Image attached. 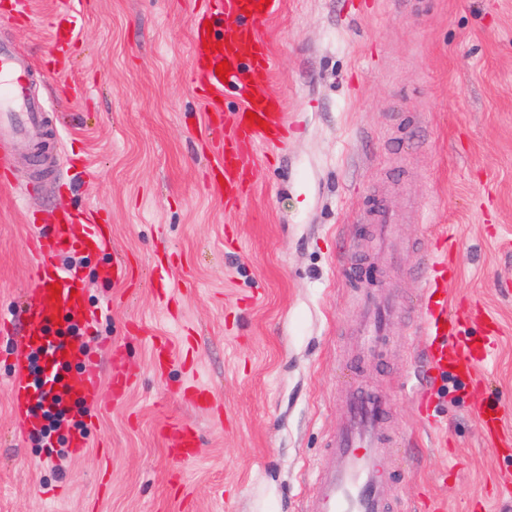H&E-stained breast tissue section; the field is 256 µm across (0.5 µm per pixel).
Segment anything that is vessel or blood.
<instances>
[{
	"label": "vessel or blood",
	"instance_id": "b4317fda",
	"mask_svg": "<svg viewBox=\"0 0 512 512\" xmlns=\"http://www.w3.org/2000/svg\"><path fill=\"white\" fill-rule=\"evenodd\" d=\"M283 0H205V7L194 23L192 55L193 81L205 95L210 123L224 129V146L213 162L224 182L220 193L226 209L237 207L244 191V159L261 144H275L284 139L288 127L281 113V102L265 87L275 67L274 59L261 38L263 29L276 17ZM230 66L227 80H220L215 69L220 62ZM30 69L28 59L7 45L0 44V185L11 182L9 168L18 134L38 138L43 134L44 112L40 101L31 99L24 77ZM235 90L242 103L240 111L228 114L220 100L224 87ZM257 114L260 124L248 121ZM73 216L63 218L52 232L36 239V252L43 263L39 268L35 299L25 308V325L16 327L9 320L0 321L8 333H20L23 351L44 350V329L57 318H71L89 324L91 312L77 273L56 263V256L67 250L72 238ZM441 262L428 261L427 277L422 281L423 304L420 319L425 333L432 338L427 355L428 376L448 372L469 378L475 373L476 358L490 357L494 345L484 342L479 356H472L467 341L460 339L457 320L448 311V297L443 284L431 274ZM58 296H51V288ZM398 311L393 301L365 296L358 334L362 351L375 352ZM53 364L78 361L86 372L69 391L81 401H96L100 380L95 371L98 358L88 345H69L45 350ZM389 404L380 397L354 393L346 403V416L337 429L331 447L315 477L316 496L308 512H390L392 503L384 488L393 476L385 464L391 440L387 430ZM163 432L173 441L181 459L194 454V436L184 423L172 421Z\"/></svg>",
	"mask_w": 512,
	"mask_h": 512
}]
</instances>
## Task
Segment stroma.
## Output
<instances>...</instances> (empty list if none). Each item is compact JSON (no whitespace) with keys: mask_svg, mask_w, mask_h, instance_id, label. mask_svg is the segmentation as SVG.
I'll list each match as a JSON object with an SVG mask.
<instances>
[{"mask_svg":"<svg viewBox=\"0 0 512 512\" xmlns=\"http://www.w3.org/2000/svg\"><path fill=\"white\" fill-rule=\"evenodd\" d=\"M25 2L0 7V43L32 61L50 136L43 155L18 140L0 188V316L33 298L36 231L65 211L102 222L107 249L57 261L84 282L98 375L128 388H102L59 430L21 428L20 340L0 334V512H305L358 385L394 401L388 493L403 512L433 496L447 512H512L499 494L512 480V0H284L262 37L290 130L248 158L232 210L210 165L224 133L191 80L203 0H80L68 25L58 0ZM378 204L405 214L394 271L376 263ZM448 231V303L495 355L474 378L429 381L418 403L405 390L429 343L416 317L361 360L353 326L365 289L417 309L421 256ZM116 256L115 283L102 270ZM485 408L501 409L499 431ZM169 419L194 429L193 460L159 437Z\"/></svg>","mask_w":512,"mask_h":512,"instance_id":"stroma-1","label":"stroma"}]
</instances>
